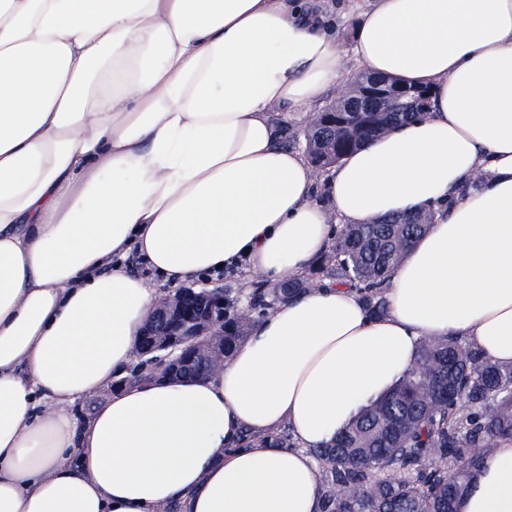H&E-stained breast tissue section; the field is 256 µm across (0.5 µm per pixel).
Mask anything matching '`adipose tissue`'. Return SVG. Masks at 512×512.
Wrapping results in <instances>:
<instances>
[{
	"instance_id": "1",
	"label": "adipose tissue",
	"mask_w": 512,
	"mask_h": 512,
	"mask_svg": "<svg viewBox=\"0 0 512 512\" xmlns=\"http://www.w3.org/2000/svg\"><path fill=\"white\" fill-rule=\"evenodd\" d=\"M345 10L357 69L428 87L432 109L318 182L281 142L344 80L314 0H0V512H319L312 449L420 338L512 363V0ZM429 208L384 316L315 288L222 370L110 392L158 297L129 253L173 287L240 263L280 280L332 219ZM284 426L297 447L264 442ZM458 512H512V442Z\"/></svg>"
}]
</instances>
